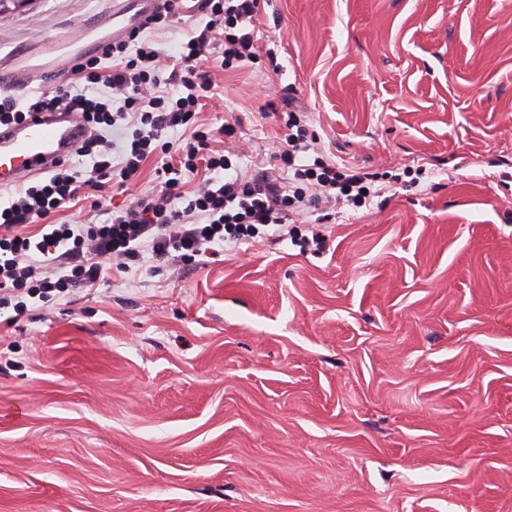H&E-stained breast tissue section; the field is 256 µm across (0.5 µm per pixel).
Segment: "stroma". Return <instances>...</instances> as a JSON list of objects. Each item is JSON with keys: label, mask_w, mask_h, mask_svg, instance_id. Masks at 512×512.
Returning <instances> with one entry per match:
<instances>
[{"label": "stroma", "mask_w": 512, "mask_h": 512, "mask_svg": "<svg viewBox=\"0 0 512 512\" xmlns=\"http://www.w3.org/2000/svg\"><path fill=\"white\" fill-rule=\"evenodd\" d=\"M107 0L0 16V59ZM269 66L216 71L279 174L285 105L332 160L392 174L218 261L0 309V512H512V0H268ZM155 160L78 221L158 190Z\"/></svg>", "instance_id": "obj_1"}]
</instances>
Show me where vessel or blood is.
Returning a JSON list of instances; mask_svg holds the SVG:
<instances>
[{
	"mask_svg": "<svg viewBox=\"0 0 512 512\" xmlns=\"http://www.w3.org/2000/svg\"><path fill=\"white\" fill-rule=\"evenodd\" d=\"M166 0H112L109 9L84 30L81 40L48 44L41 55L0 65V83L28 87L55 71L61 57L97 48L100 41L119 39ZM86 124L77 112H39L21 123L0 126V191L19 186L67 161L84 139Z\"/></svg>",
	"mask_w": 512,
	"mask_h": 512,
	"instance_id": "b4317fda",
	"label": "vessel or blood"
}]
</instances>
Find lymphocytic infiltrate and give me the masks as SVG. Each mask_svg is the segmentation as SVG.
Masks as SVG:
<instances>
[{"label":"lymphocytic infiltrate","mask_w":512,"mask_h":512,"mask_svg":"<svg viewBox=\"0 0 512 512\" xmlns=\"http://www.w3.org/2000/svg\"><path fill=\"white\" fill-rule=\"evenodd\" d=\"M199 9L206 22L180 44L170 74H163L158 50L142 37L143 28L172 25L177 12L167 7L149 15L125 39L75 57L69 83L22 102L0 96V123L62 107L80 112L88 135L77 153L92 161L89 174L62 165L15 190L0 206V307L20 313L27 298L95 287L112 272L130 273L131 258L145 249L155 259L177 264L262 232L283 241L293 235L308 205L357 209L378 196L377 174L336 165L293 110L281 117L284 148L277 156L288 172L287 182L262 170L248 177L235 174L233 153L222 146L224 139L234 138L235 125L227 122L212 130L200 125L198 116L204 101L215 96L209 67L233 71L260 60L255 35L260 0H200ZM120 122L129 135L116 165L102 132ZM183 126L190 128L189 137L168 140L169 131ZM155 156L163 159L154 169L157 194L137 199L102 222L47 223V216L72 203L98 208L112 189L138 178ZM186 171L204 174L201 186L189 194L181 182ZM35 222L41 225L36 234L28 230Z\"/></svg>","instance_id":"lymphocytic-infiltrate-1"}]
</instances>
